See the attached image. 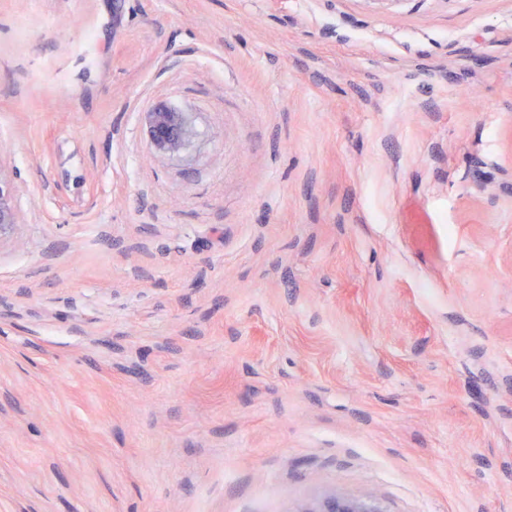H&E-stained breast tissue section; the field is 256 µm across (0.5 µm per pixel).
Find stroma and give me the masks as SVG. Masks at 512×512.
Masks as SVG:
<instances>
[{"label":"stroma","instance_id":"obj_1","mask_svg":"<svg viewBox=\"0 0 512 512\" xmlns=\"http://www.w3.org/2000/svg\"><path fill=\"white\" fill-rule=\"evenodd\" d=\"M0 178V512H512V0H0ZM146 125L151 147L157 151L178 153L194 135L188 115L164 105L146 113ZM17 190L16 185L0 178V235L13 224H17L18 217L13 205ZM310 512H380V510L371 501L334 498L327 501L319 510L311 509Z\"/></svg>","mask_w":512,"mask_h":512}]
</instances>
